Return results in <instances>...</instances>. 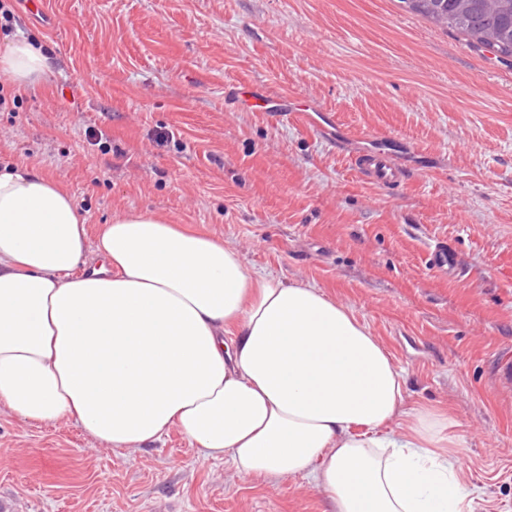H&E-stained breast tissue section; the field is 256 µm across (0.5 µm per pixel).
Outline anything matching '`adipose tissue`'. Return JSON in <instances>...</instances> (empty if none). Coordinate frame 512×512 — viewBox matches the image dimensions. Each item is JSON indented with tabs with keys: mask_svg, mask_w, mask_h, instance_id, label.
I'll return each instance as SVG.
<instances>
[{
	"mask_svg": "<svg viewBox=\"0 0 512 512\" xmlns=\"http://www.w3.org/2000/svg\"><path fill=\"white\" fill-rule=\"evenodd\" d=\"M46 68L35 41L0 46L17 86ZM0 408L113 448L175 426L239 475L310 477L331 512L472 508L454 420L406 408L350 308L150 213L114 217L89 246L63 183L23 164L0 171Z\"/></svg>",
	"mask_w": 512,
	"mask_h": 512,
	"instance_id": "adipose-tissue-1",
	"label": "adipose tissue"
}]
</instances>
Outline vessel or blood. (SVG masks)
Instances as JSON below:
<instances>
[{
    "label": "vessel or blood",
    "mask_w": 512,
    "mask_h": 512,
    "mask_svg": "<svg viewBox=\"0 0 512 512\" xmlns=\"http://www.w3.org/2000/svg\"><path fill=\"white\" fill-rule=\"evenodd\" d=\"M233 103L236 107L253 112H270L285 119L302 122L307 128L336 137L341 133L335 120L325 112L300 105L292 99L274 98L260 89L246 84L237 85ZM351 160L358 176L365 182L392 187L401 183L407 173L405 165L397 150L385 146L364 147L352 152ZM431 270L442 275H454L459 271L455 255L442 246L431 249L427 255Z\"/></svg>",
    "instance_id": "b4317fda"
}]
</instances>
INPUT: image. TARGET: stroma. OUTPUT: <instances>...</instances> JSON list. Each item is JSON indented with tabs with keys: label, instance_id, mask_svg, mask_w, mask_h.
<instances>
[{
	"label": "stroma",
	"instance_id": "obj_1",
	"mask_svg": "<svg viewBox=\"0 0 512 512\" xmlns=\"http://www.w3.org/2000/svg\"><path fill=\"white\" fill-rule=\"evenodd\" d=\"M44 75L0 110V167L63 182L89 241L149 212L216 235L249 268L316 285L386 346L407 405L451 407L473 512H512V61L401 0L15 4ZM246 82L336 118L320 133L225 102ZM104 134L91 140L89 130ZM396 140L410 169L363 182L350 155ZM454 250L467 274L426 264ZM309 479L243 477L178 429L108 448L69 419L0 414V512H327ZM429 268L438 274L454 275L459 272V266L455 255L444 246L436 245L427 255Z\"/></svg>",
	"mask_w": 512,
	"mask_h": 512
}]
</instances>
